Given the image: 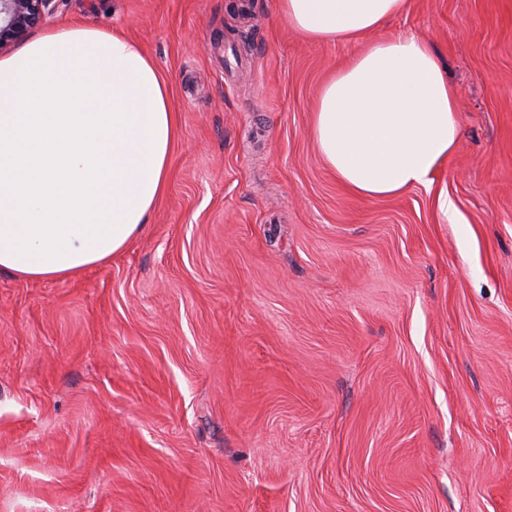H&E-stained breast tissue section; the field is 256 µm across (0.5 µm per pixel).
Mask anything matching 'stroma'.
<instances>
[{
    "label": "stroma",
    "instance_id": "35a3bbf8",
    "mask_svg": "<svg viewBox=\"0 0 512 512\" xmlns=\"http://www.w3.org/2000/svg\"><path fill=\"white\" fill-rule=\"evenodd\" d=\"M277 3L58 0L47 28L142 46L178 132L125 250L0 272V512H512V0L383 27L438 54L461 137L372 200L311 132L362 45Z\"/></svg>",
    "mask_w": 512,
    "mask_h": 512
}]
</instances>
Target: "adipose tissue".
I'll return each mask as SVG.
<instances>
[{
  "mask_svg": "<svg viewBox=\"0 0 512 512\" xmlns=\"http://www.w3.org/2000/svg\"><path fill=\"white\" fill-rule=\"evenodd\" d=\"M407 0H279L308 41L368 37L323 85L313 136L364 199L430 186L459 147L455 93L413 34L379 37ZM176 136L170 90L136 42L61 26L0 57V271L31 281L105 264L165 193Z\"/></svg>",
  "mask_w": 512,
  "mask_h": 512,
  "instance_id": "obj_1",
  "label": "adipose tissue"
}]
</instances>
